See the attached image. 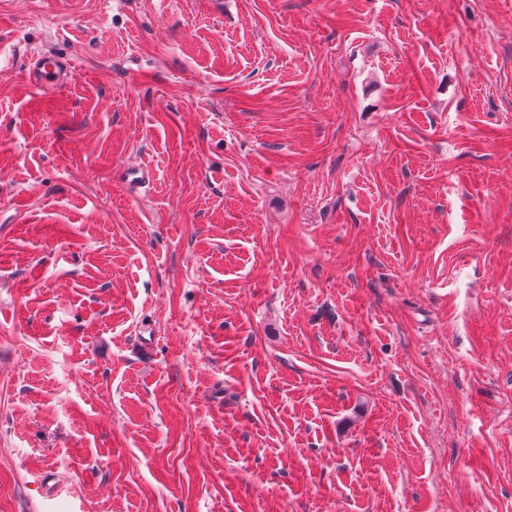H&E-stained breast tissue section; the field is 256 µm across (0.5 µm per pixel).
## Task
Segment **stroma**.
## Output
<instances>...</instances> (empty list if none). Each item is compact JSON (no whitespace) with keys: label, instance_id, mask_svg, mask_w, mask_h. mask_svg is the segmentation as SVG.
Instances as JSON below:
<instances>
[{"label":"stroma","instance_id":"35a3bbf8","mask_svg":"<svg viewBox=\"0 0 512 512\" xmlns=\"http://www.w3.org/2000/svg\"><path fill=\"white\" fill-rule=\"evenodd\" d=\"M0 171V512H512V0H0ZM74 69L75 61L69 55L31 53L26 71L39 88L50 89L66 84Z\"/></svg>","mask_w":512,"mask_h":512}]
</instances>
